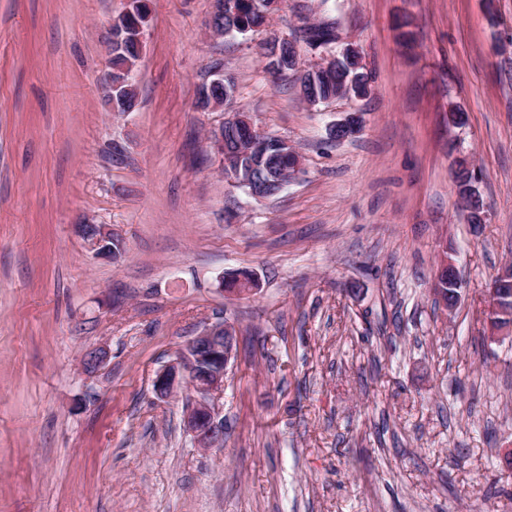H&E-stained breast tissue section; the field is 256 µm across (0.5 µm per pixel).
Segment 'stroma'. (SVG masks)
I'll list each match as a JSON object with an SVG mask.
<instances>
[{
	"label": "stroma",
	"mask_w": 512,
	"mask_h": 512,
	"mask_svg": "<svg viewBox=\"0 0 512 512\" xmlns=\"http://www.w3.org/2000/svg\"><path fill=\"white\" fill-rule=\"evenodd\" d=\"M126 7L0 0V512H512V342L483 317L512 262V0H283L220 39L212 0H149L139 105L112 112L106 36ZM318 23L339 39L298 43L300 66L356 46L365 97L311 107L268 72L267 42ZM220 69L230 108L303 157L273 198L226 182L208 144L230 108L196 91ZM350 112L358 132L332 139ZM82 216L124 255L96 257ZM444 255L452 312L434 295ZM238 269L255 295L221 291ZM218 320L238 351L224 445L204 452L188 390L162 400L153 380ZM445 280L448 281V288H451V291H448V293H446L442 288ZM436 286L437 295L442 300L444 306L448 308V311H452L459 300L460 295L458 291H460L461 282L454 264L448 259V257H443L440 260L436 272ZM446 295L448 297V301L444 298Z\"/></svg>",
	"instance_id": "35a3bbf8"
}]
</instances>
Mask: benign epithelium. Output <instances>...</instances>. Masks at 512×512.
Masks as SVG:
<instances>
[{
  "label": "benign epithelium",
  "instance_id": "obj_1",
  "mask_svg": "<svg viewBox=\"0 0 512 512\" xmlns=\"http://www.w3.org/2000/svg\"><path fill=\"white\" fill-rule=\"evenodd\" d=\"M296 47L295 38H283L267 49L268 69L275 76L288 73V57L283 55L284 44ZM361 62L358 48L348 46L341 55L325 59L321 66L303 74L300 79L301 96L310 106L325 102L312 88L313 72L333 71L341 61ZM366 91L357 86L351 76L337 86L336 97H361ZM214 151L224 161V179L239 185L252 178V169L261 167L271 158L282 164L271 169L269 177L285 187L299 174L301 160L295 147L286 139L271 138L260 133L244 112H234L214 131L211 139ZM89 248L101 257H118L122 242L112 235L105 224L94 225V232L84 237ZM258 282L251 273L236 275L234 285L225 289L230 296L243 297L256 293ZM461 282L452 261L444 257L436 272V292L448 310H453L459 300ZM490 303L485 319L495 331H512V265L505 266L490 284ZM236 331L222 321L206 325L174 361L161 369L153 380L157 397L167 399L187 388L190 396L184 409V427L192 436L195 447L201 450L220 448L224 444V418L221 399L224 397V378L235 357Z\"/></svg>",
  "mask_w": 512,
  "mask_h": 512
}]
</instances>
